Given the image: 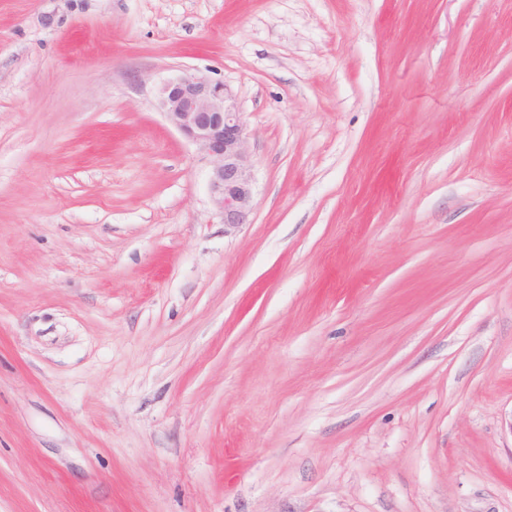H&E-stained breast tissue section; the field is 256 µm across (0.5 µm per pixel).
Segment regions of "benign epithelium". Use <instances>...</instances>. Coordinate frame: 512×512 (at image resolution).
I'll use <instances>...</instances> for the list:
<instances>
[{"label":"benign epithelium","instance_id":"obj_1","mask_svg":"<svg viewBox=\"0 0 512 512\" xmlns=\"http://www.w3.org/2000/svg\"><path fill=\"white\" fill-rule=\"evenodd\" d=\"M158 108L210 159V195L224 223H250L255 195L252 154L241 112L224 83L182 71L162 81Z\"/></svg>","mask_w":512,"mask_h":512}]
</instances>
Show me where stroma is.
Here are the masks:
<instances>
[{"instance_id":"obj_1","label":"stroma","mask_w":512,"mask_h":512,"mask_svg":"<svg viewBox=\"0 0 512 512\" xmlns=\"http://www.w3.org/2000/svg\"><path fill=\"white\" fill-rule=\"evenodd\" d=\"M0 512H512V0H0ZM158 108L210 159V195L224 223H250L255 195L252 154L241 112L224 82L182 71L162 81Z\"/></svg>"}]
</instances>
